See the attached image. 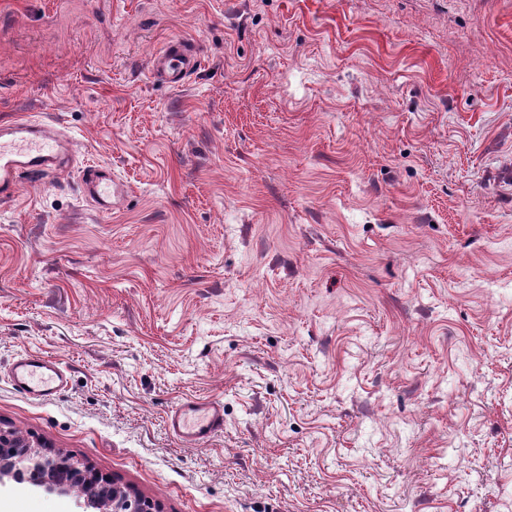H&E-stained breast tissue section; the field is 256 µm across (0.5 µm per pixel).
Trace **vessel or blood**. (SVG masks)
Returning a JSON list of instances; mask_svg holds the SVG:
<instances>
[{
  "label": "vessel or blood",
  "mask_w": 512,
  "mask_h": 512,
  "mask_svg": "<svg viewBox=\"0 0 512 512\" xmlns=\"http://www.w3.org/2000/svg\"><path fill=\"white\" fill-rule=\"evenodd\" d=\"M198 55L187 41L173 39L152 60L155 80L181 85L197 67ZM72 152L70 139L50 127L31 120L0 129V202L15 199L22 177L39 178L60 170ZM87 198L105 213L111 212L127 188L113 182L111 172L90 165L81 177ZM13 382L21 390L48 396L61 389L64 377L56 363L39 355H27L13 367ZM169 429L188 441L211 437L224 429V409L210 400L188 399L168 417Z\"/></svg>",
  "instance_id": "b4317fda"
}]
</instances>
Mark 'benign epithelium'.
I'll return each mask as SVG.
<instances>
[{"label":"benign epithelium","mask_w":512,"mask_h":512,"mask_svg":"<svg viewBox=\"0 0 512 512\" xmlns=\"http://www.w3.org/2000/svg\"><path fill=\"white\" fill-rule=\"evenodd\" d=\"M5 476L17 483L28 482L59 494L68 493L78 484L83 488L78 496L82 512L96 508L95 499L100 496L112 494L117 497L123 492V488L103 478L88 464L69 455L41 451L0 426V482ZM114 512H160V509L153 501L128 492L125 509Z\"/></svg>","instance_id":"7a95c632"}]
</instances>
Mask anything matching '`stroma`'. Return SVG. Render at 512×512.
Masks as SVG:
<instances>
[{
	"label": "stroma",
	"mask_w": 512,
	"mask_h": 512,
	"mask_svg": "<svg viewBox=\"0 0 512 512\" xmlns=\"http://www.w3.org/2000/svg\"><path fill=\"white\" fill-rule=\"evenodd\" d=\"M26 118L74 159L0 204V426L161 512H512V0H0ZM198 62L197 52L189 42L173 39L166 43L163 51L154 56L151 74L156 81L180 86ZM81 186L86 197L105 213L111 212L127 192L124 184L112 182L111 172L96 165L83 170ZM13 383L27 393L49 396L63 388L64 377L53 361L39 355H26L14 364ZM169 429L187 441L211 437L224 429V408L210 400L188 399L168 417Z\"/></svg>",
	"instance_id": "1"
}]
</instances>
